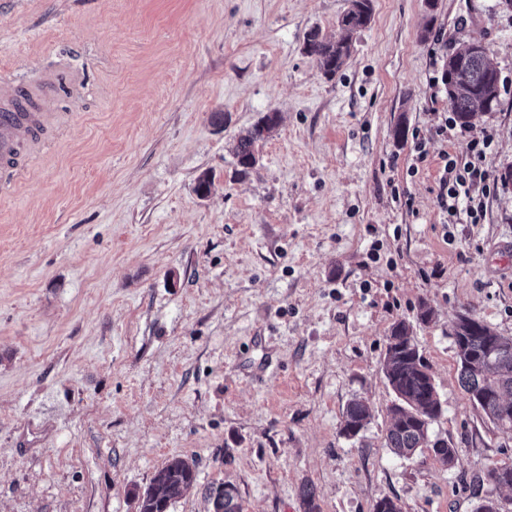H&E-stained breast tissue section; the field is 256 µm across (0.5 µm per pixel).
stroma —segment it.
I'll use <instances>...</instances> for the list:
<instances>
[{"instance_id": "1", "label": "stroma", "mask_w": 512, "mask_h": 512, "mask_svg": "<svg viewBox=\"0 0 512 512\" xmlns=\"http://www.w3.org/2000/svg\"><path fill=\"white\" fill-rule=\"evenodd\" d=\"M372 4L329 78L304 39H340L349 0H0V82L59 79L35 102L54 115L45 148L23 145L0 191V512H138L174 457L197 480L171 512H209L217 482L242 512H303L306 484L321 512L386 495L402 512H512V490L479 480L512 461V432L469 401L451 336L464 312L512 336V12ZM474 39L500 101L464 128L443 64ZM269 112L279 126L239 174L232 148ZM483 139L484 217H448L441 156ZM401 321L455 467L386 446ZM355 399L370 418L348 437Z\"/></svg>"}]
</instances>
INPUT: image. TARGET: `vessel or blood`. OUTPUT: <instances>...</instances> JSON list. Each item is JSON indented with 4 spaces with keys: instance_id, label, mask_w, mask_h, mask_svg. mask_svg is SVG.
I'll return each instance as SVG.
<instances>
[{
    "instance_id": "1",
    "label": "vessel or blood",
    "mask_w": 512,
    "mask_h": 512,
    "mask_svg": "<svg viewBox=\"0 0 512 512\" xmlns=\"http://www.w3.org/2000/svg\"><path fill=\"white\" fill-rule=\"evenodd\" d=\"M22 88L4 84L0 86V169L9 176L21 175L16 164L17 150L22 141L40 143L46 116L40 112H21L17 106L24 99Z\"/></svg>"
}]
</instances>
